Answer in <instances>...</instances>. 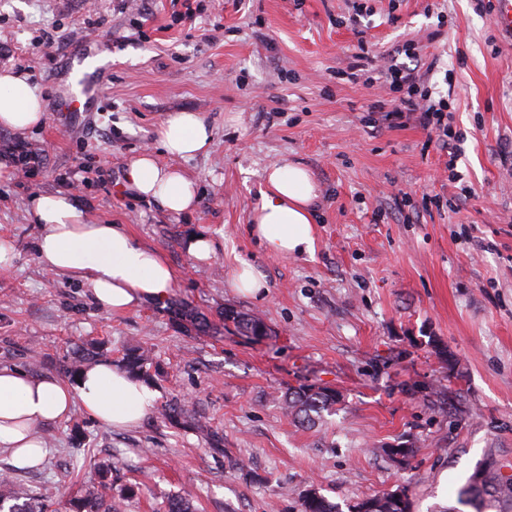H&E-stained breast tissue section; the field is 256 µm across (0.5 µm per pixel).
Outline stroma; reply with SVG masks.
Instances as JSON below:
<instances>
[{"label":"stroma","instance_id":"1","mask_svg":"<svg viewBox=\"0 0 512 512\" xmlns=\"http://www.w3.org/2000/svg\"><path fill=\"white\" fill-rule=\"evenodd\" d=\"M93 32L112 36V73L97 110L65 126L52 110L64 60ZM362 39L382 62L417 46L424 84L450 94L449 148L415 118H390L395 95L378 69L349 75ZM19 62L51 110L32 130L0 129V236L15 252L0 270V364L57 376L85 340H108L116 358L139 342L163 370L158 409L185 402L224 437L217 456L158 409L127 431L74 411L41 428L49 454L21 474L54 512H69L102 461L113 490L137 488L117 512H164L177 495L196 512H300L312 486L343 510L402 488L413 512H472L458 489L488 459L512 466V42L490 0H0V71ZM181 111L212 129L190 158L164 154L157 135ZM17 141L39 163L2 160ZM146 151L196 183L192 210L129 188L127 167ZM288 161L318 184L314 250L277 257L250 215L266 168ZM57 190L157 250L176 275L172 297L210 332L175 324L163 301L99 308L44 272L30 206ZM193 235L213 241L209 260L188 254ZM243 259L264 294L232 288ZM227 307L261 317L268 335L225 328ZM310 384L341 404L308 429L280 398ZM77 421L92 445L82 459L69 439ZM399 443L415 447L407 462L384 452Z\"/></svg>","mask_w":512,"mask_h":512}]
</instances>
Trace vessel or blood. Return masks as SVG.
<instances>
[{
    "label": "vessel or blood",
    "instance_id": "1",
    "mask_svg": "<svg viewBox=\"0 0 512 512\" xmlns=\"http://www.w3.org/2000/svg\"><path fill=\"white\" fill-rule=\"evenodd\" d=\"M492 21L498 33L512 38V0H494ZM72 57L80 65L67 69L57 105L67 124L77 113L93 110L112 68V42L98 35L85 36Z\"/></svg>",
    "mask_w": 512,
    "mask_h": 512
}]
</instances>
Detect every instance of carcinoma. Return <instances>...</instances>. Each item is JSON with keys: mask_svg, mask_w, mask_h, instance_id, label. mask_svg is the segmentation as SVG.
<instances>
[{"mask_svg": "<svg viewBox=\"0 0 512 512\" xmlns=\"http://www.w3.org/2000/svg\"><path fill=\"white\" fill-rule=\"evenodd\" d=\"M224 323H230L245 336L267 334L264 321L246 312L224 309L220 313ZM106 355L105 344L91 341L73 350V356L64 366V374L73 377L81 368ZM120 367L129 375L145 383L154 381L157 370L151 351L142 344L131 345L123 352ZM339 398L328 387H300L284 394L281 408L298 423L313 426L323 412L336 410ZM162 416L174 426H183L203 436L217 453L223 452L224 439L211 429L207 422L188 415L185 405L174 403L163 410ZM111 467L102 465L98 481L86 484L71 502L72 512H115L112 502L104 500L101 489L108 485ZM458 501L471 506L473 512H512V474L502 472V466L490 459L486 467L476 470L458 491ZM0 512H49L48 506L24 484L5 476L0 478ZM301 512H341L338 505L311 486L301 496ZM349 512H412L407 496L386 493L364 499L349 507Z\"/></svg>", "mask_w": 512, "mask_h": 512, "instance_id": "obj_1", "label": "carcinoma"}]
</instances>
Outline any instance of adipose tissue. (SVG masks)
Wrapping results in <instances>:
<instances>
[{
	"label": "adipose tissue",
	"mask_w": 512,
	"mask_h": 512,
	"mask_svg": "<svg viewBox=\"0 0 512 512\" xmlns=\"http://www.w3.org/2000/svg\"><path fill=\"white\" fill-rule=\"evenodd\" d=\"M46 104L25 78L0 73V126L25 131L42 125ZM211 132L194 112H177L159 130L165 153L190 157L209 144ZM127 183L139 195L179 214L197 201L193 181L161 165L151 154L133 159ZM267 192L251 214L252 231L274 256L312 252L311 205L317 185L303 166L284 163L266 174ZM32 217L41 224L35 255L46 272L80 283L101 307L123 310L145 300H164L175 274L157 251L143 246L124 224H91L71 193L38 195ZM158 394L109 362L87 365L76 383L0 366V451L15 467L38 466L47 454L38 427L66 418L73 406L112 429L135 428L151 412Z\"/></svg>",
	"instance_id": "ef3b65f1"
}]
</instances>
